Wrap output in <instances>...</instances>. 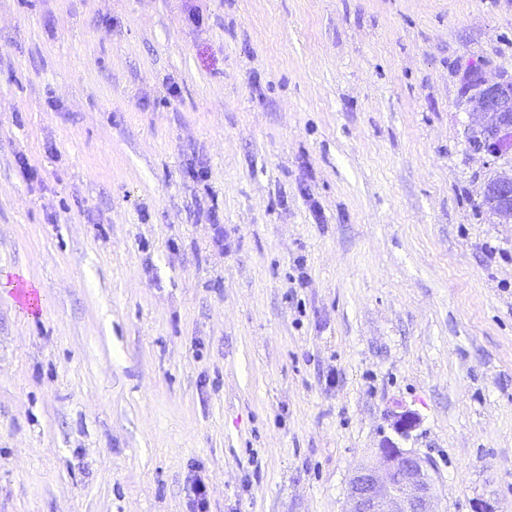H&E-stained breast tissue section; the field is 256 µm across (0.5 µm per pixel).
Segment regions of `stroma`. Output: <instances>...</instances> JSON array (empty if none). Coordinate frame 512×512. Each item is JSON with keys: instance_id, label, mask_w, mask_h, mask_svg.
<instances>
[{"instance_id": "35a3bbf8", "label": "stroma", "mask_w": 512, "mask_h": 512, "mask_svg": "<svg viewBox=\"0 0 512 512\" xmlns=\"http://www.w3.org/2000/svg\"><path fill=\"white\" fill-rule=\"evenodd\" d=\"M512 0H0V512H345L391 413L512 512ZM468 87V112L478 118L468 127L469 141L491 152L512 147V75L489 79L483 71L470 72ZM482 201L502 224H512V167L487 181Z\"/></svg>"}]
</instances>
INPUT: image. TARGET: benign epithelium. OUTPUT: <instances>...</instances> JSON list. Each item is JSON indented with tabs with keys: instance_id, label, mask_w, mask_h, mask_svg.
I'll use <instances>...</instances> for the list:
<instances>
[{
	"instance_id": "obj_1",
	"label": "benign epithelium",
	"mask_w": 512,
	"mask_h": 512,
	"mask_svg": "<svg viewBox=\"0 0 512 512\" xmlns=\"http://www.w3.org/2000/svg\"><path fill=\"white\" fill-rule=\"evenodd\" d=\"M468 112L477 117L468 139L478 148L495 152L512 147V75L494 79L482 71L468 74ZM483 201L503 224H512V168L496 173L485 184ZM397 436L379 448L376 466L357 468L350 480L347 512H438L433 464L400 446L418 424L416 413H392Z\"/></svg>"
}]
</instances>
